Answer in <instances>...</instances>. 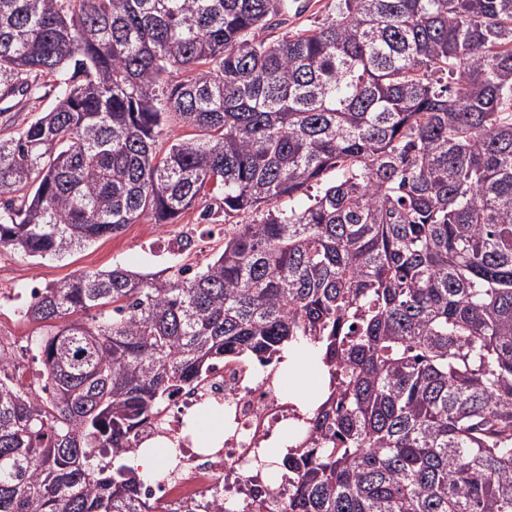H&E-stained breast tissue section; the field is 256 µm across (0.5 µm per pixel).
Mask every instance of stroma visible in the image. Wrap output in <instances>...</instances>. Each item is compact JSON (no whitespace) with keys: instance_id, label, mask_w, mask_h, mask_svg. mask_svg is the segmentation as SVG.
<instances>
[{"instance_id":"35a3bbf8","label":"stroma","mask_w":512,"mask_h":512,"mask_svg":"<svg viewBox=\"0 0 512 512\" xmlns=\"http://www.w3.org/2000/svg\"><path fill=\"white\" fill-rule=\"evenodd\" d=\"M309 10L272 18L263 36L275 40L285 35L315 29L333 17L336 0H311ZM57 92L51 78L37 80L33 95L21 97L16 107L0 100V134L21 128L27 121L49 111ZM244 215L226 214L212 195L199 196L179 223L157 224L144 217L127 225L121 232L100 239L63 256L28 257L0 248V292L28 294L35 286L71 279L85 271L107 270L119 264L141 273L170 270L175 265L198 268L222 252L225 234L234 233L247 223ZM0 333L14 337L13 347L19 367L29 369L33 379H40L42 364L33 343L40 339V324L23 319L13 307L0 305Z\"/></svg>"}]
</instances>
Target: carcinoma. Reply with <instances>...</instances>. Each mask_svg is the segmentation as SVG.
Wrapping results in <instances>:
<instances>
[{
	"instance_id": "1",
	"label": "carcinoma",
	"mask_w": 512,
	"mask_h": 512,
	"mask_svg": "<svg viewBox=\"0 0 512 512\" xmlns=\"http://www.w3.org/2000/svg\"><path fill=\"white\" fill-rule=\"evenodd\" d=\"M280 2L0 0V93L61 92L0 136L1 248L174 224L209 187L263 213L196 272L33 295L44 385L0 378V512H145L136 470L96 459L300 341L328 383L288 423L279 512H512V0H336L268 42ZM265 481L213 512H268ZM311 2L312 6L309 10L296 14L290 12V15L287 11L282 16L273 17L268 21L269 27L263 31L262 37L270 41L301 30H313L321 26L328 17L334 16L335 0H311Z\"/></svg>"
}]
</instances>
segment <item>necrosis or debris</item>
Segmentation results:
<instances>
[{"instance_id": "1", "label": "necrosis or debris", "mask_w": 512, "mask_h": 512, "mask_svg": "<svg viewBox=\"0 0 512 512\" xmlns=\"http://www.w3.org/2000/svg\"><path fill=\"white\" fill-rule=\"evenodd\" d=\"M211 399L231 402L236 431L225 437L219 453L206 455L183 436L182 429L185 416L197 415ZM288 408L273 380L255 382L250 369L237 362L224 363L183 389L159 414L170 434L180 439L182 461L177 476L144 486L143 496L153 512H212L225 498V467L246 475L259 443L273 435Z\"/></svg>"}]
</instances>
